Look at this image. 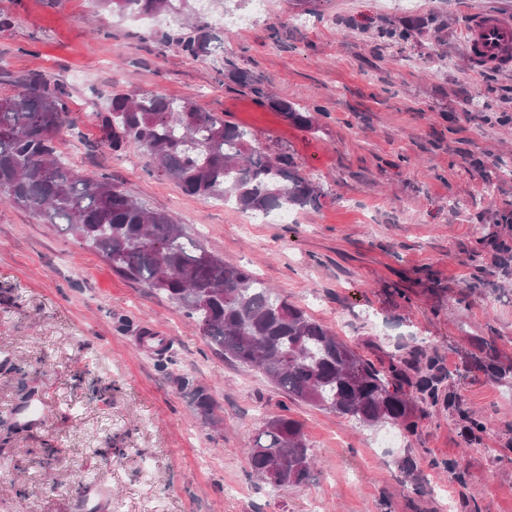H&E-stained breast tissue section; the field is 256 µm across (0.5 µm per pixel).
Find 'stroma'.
I'll use <instances>...</instances> for the list:
<instances>
[{
    "label": "stroma",
    "mask_w": 512,
    "mask_h": 512,
    "mask_svg": "<svg viewBox=\"0 0 512 512\" xmlns=\"http://www.w3.org/2000/svg\"><path fill=\"white\" fill-rule=\"evenodd\" d=\"M186 10L211 24L198 57L167 42L164 17L0 0V69L66 88L74 123L57 147L71 168L168 213L376 366L422 350L438 400L409 432L292 401L164 295L0 201V512H512V389L487 370L512 364V262L493 260L512 244V71H477L463 34L469 15L512 16V0H268L262 13L243 0L253 23L228 32L211 23L224 0ZM228 58L262 93L225 77ZM115 93L188 98L240 125L292 158L318 209L268 224L157 178L146 150L101 140ZM274 415L304 428L317 461L305 485L250 474L244 450ZM270 104L273 108L279 111L282 116L291 123L302 127L311 128L314 122V117L310 112H301L297 110L295 103L277 98H269Z\"/></svg>",
    "instance_id": "obj_1"
}]
</instances>
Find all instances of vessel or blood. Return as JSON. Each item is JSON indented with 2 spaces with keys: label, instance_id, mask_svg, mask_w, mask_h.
<instances>
[{
  "label": "vessel or blood",
  "instance_id": "b4317fda",
  "mask_svg": "<svg viewBox=\"0 0 512 512\" xmlns=\"http://www.w3.org/2000/svg\"><path fill=\"white\" fill-rule=\"evenodd\" d=\"M472 63L500 72L512 71V19L499 14L470 16L464 27Z\"/></svg>",
  "mask_w": 512,
  "mask_h": 512
}]
</instances>
